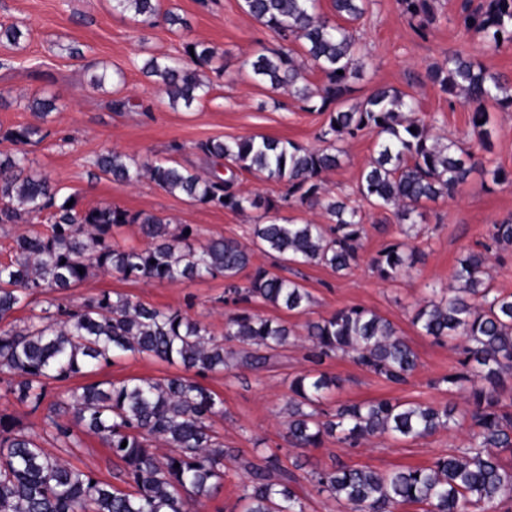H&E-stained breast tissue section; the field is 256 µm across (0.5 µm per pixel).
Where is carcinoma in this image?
<instances>
[{
    "label": "carcinoma",
    "mask_w": 512,
    "mask_h": 512,
    "mask_svg": "<svg viewBox=\"0 0 512 512\" xmlns=\"http://www.w3.org/2000/svg\"><path fill=\"white\" fill-rule=\"evenodd\" d=\"M334 17L321 12L319 0H241L240 7L285 43H298L304 60L283 47L260 52L246 61L251 79L284 89L307 112L327 114L319 138L325 147L305 148L268 136L224 141L209 138L197 149L217 168L206 175L172 159L140 163L109 151L94 165L120 185L146 175L173 195L214 208L264 213L290 206H320L331 226L286 219L253 227V243L267 254L302 265L336 271L358 265L364 235V206L391 210L400 224H418L423 204L451 199L476 169L494 184L508 180L500 167L462 139L443 141L431 125L416 116V102L397 88H378L363 101L347 106L351 83L360 79L370 57L355 38V24L369 12L372 0H331ZM404 11L424 33L434 20L432 0H401ZM112 10L142 25L153 24L157 0H112ZM457 25L497 53L512 45V0H461ZM219 48L188 40L178 57L152 56L142 73L153 78L172 104L189 109L205 98L210 83L200 72L221 58ZM323 78L320 92L303 83L306 66ZM343 74H337V71ZM430 81L471 106L469 124L480 146L493 136L489 107L512 109V79L489 71L481 61L456 53L430 67ZM25 108L41 121L57 110L52 96H35ZM368 132L375 134L376 156L360 172L355 199L326 197L324 175L339 166L341 143ZM0 138L14 149L0 152V224H16L25 216L47 213L48 232L19 234L5 260H0V321L32 299L59 294L55 311L31 314L21 326L0 328V383L5 392L36 412L46 410L43 434L28 433L16 418L0 411V512H193L224 483V461L234 450L224 447L213 420L224 416V399L197 377L222 371L226 357L258 368L267 354L288 345L294 331L251 311L262 303L303 314L311 302L299 283L253 268L248 284L239 274L251 266L252 250L232 239L193 243L188 224L171 227L158 215L131 213L117 205L79 209L62 197L51 180L32 170L24 146L44 138L38 124L8 129ZM229 166L285 187L279 199L245 194L234 178L219 168ZM125 224L140 227L144 244L125 248L112 232ZM512 245V217L489 230L488 238L467 250L454 272L456 285L422 301L412 317L423 336L441 341L460 336L459 368L439 383L448 394H468L470 409L457 414L454 404L401 402L387 399L323 408L326 394L339 378L325 372L306 373L289 385L287 438L292 448H318L328 438L355 447L373 437L392 434L423 440L468 421L467 446L458 455H438L430 465L380 473L335 463L308 472L317 492L345 502L351 512H399L411 505L423 512H496L512 505V470L504 468L501 450L512 451V411L501 390L512 372V293L490 287L487 269L493 252ZM418 252L408 244H387L370 258L383 281H394L411 269ZM84 273H79V269ZM103 270L123 280L178 284L221 276L235 306L216 337L179 310L134 301L102 291L74 304L68 291L93 272ZM311 341L308 358L320 364L331 353L353 355L355 362L393 383H404L418 365V355L397 328L377 313L350 307L305 323ZM236 344L237 350L227 349ZM124 354L180 364L187 374L162 380L131 378L119 382L89 377L112 358ZM85 379L66 396L48 400L49 386ZM96 435L121 463L124 491L49 455L42 435L65 445L79 441L78 432ZM170 448L162 455L156 443ZM126 447H121V444ZM248 480L239 501L242 512H304L296 486L300 478L271 452L245 465Z\"/></svg>",
    "instance_id": "obj_1"
}]
</instances>
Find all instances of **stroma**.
<instances>
[{"instance_id": "obj_1", "label": "stroma", "mask_w": 512, "mask_h": 512, "mask_svg": "<svg viewBox=\"0 0 512 512\" xmlns=\"http://www.w3.org/2000/svg\"><path fill=\"white\" fill-rule=\"evenodd\" d=\"M459 0H434L435 20L426 36H419L403 13L400 0H374L367 20L357 26L356 37L369 54L371 64L351 85L350 102L363 100L375 88L395 87L416 99L420 115L431 118L433 134L450 139L470 128V109L456 97L442 93L427 77L430 65L449 54L462 53L480 59L491 71L512 76V46L498 53H483L478 39L467 36L454 22ZM185 18L188 31L170 27L166 17ZM0 24L18 25L28 36L20 45L0 43V133L35 123L25 108L29 98L51 94L57 109L44 123L45 138L29 146L35 171L46 174L63 194L76 196L80 207L108 204L131 212L166 216L176 224L191 225L197 242L231 238L251 244L257 210L232 212L189 202L171 195L149 179L117 186L94 165L97 154L118 150L138 161L176 157L184 166L207 173L211 165L197 150L199 141L221 137L263 135L306 147L319 146L323 114L301 110L299 103L282 91L253 82L243 63L263 50H277L281 40L267 27L245 14L239 0H160L153 26L145 27L129 16L113 12L111 0H0ZM205 41L223 54V73L206 72L209 95L191 108L171 107L167 96L139 70L142 58L173 55L184 39ZM79 47L80 55L69 52ZM122 68L125 82L100 89L88 84L91 69ZM116 97L129 99L126 111H112ZM181 144L171 153V144ZM375 137L367 134L346 141L339 166L325 174L329 197L340 198L354 187L361 170L373 156ZM425 219L401 231L393 213L368 214L361 240L363 262L346 272L325 266L289 264L254 252L252 263L297 281L311 295L307 315L297 316L262 304L254 312L288 321L296 331L288 346L270 352L259 369L212 372L202 377L204 386L224 400V414L213 429L225 447L236 449L228 459L224 484L198 505L197 512H233L242 483L247 479L243 463L269 452H278L284 468L294 462L305 469L328 468L341 462L354 468L389 472L429 465L441 454H457L466 445V431H441L412 441L390 435L373 443L348 448L336 440L320 447L295 449L285 442L289 383L313 370L307 357L310 342L303 336L305 321H317L346 307H362L388 319L413 347L419 365L408 383L399 385L357 366L340 354L325 359L323 372L339 378V387L324 406L335 409L377 399L443 404L453 402L466 410V395H448L439 379L457 366L451 341L439 342L420 335L411 319L431 289L452 284L453 272L463 253L486 236L492 224L512 216V182L492 184L481 172H473L452 199L427 203ZM403 240L419 252V260L394 282L378 278L367 259L389 242ZM112 291L160 308L182 310L216 336L224 332L223 278H205L181 284L145 280L123 281L98 271L71 289L74 301ZM181 366L140 356H120L100 369L96 378L164 379L180 374ZM45 450L71 466L114 482L117 462L100 440L81 434L79 446L65 448L46 441Z\"/></svg>"}]
</instances>
